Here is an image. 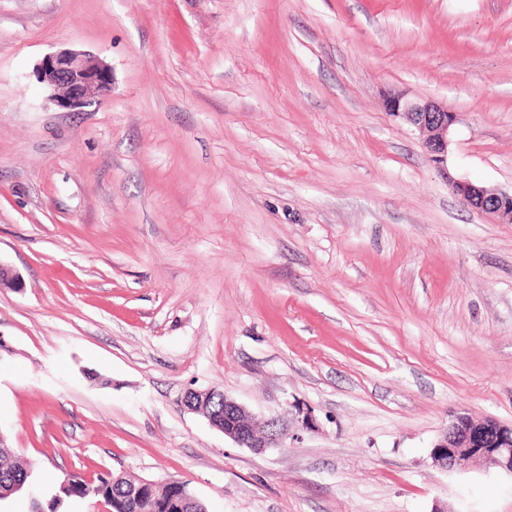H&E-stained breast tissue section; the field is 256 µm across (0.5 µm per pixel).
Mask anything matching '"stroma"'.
Listing matches in <instances>:
<instances>
[{"label":"stroma","mask_w":512,"mask_h":512,"mask_svg":"<svg viewBox=\"0 0 512 512\" xmlns=\"http://www.w3.org/2000/svg\"><path fill=\"white\" fill-rule=\"evenodd\" d=\"M112 68L96 111L35 75ZM456 112L448 159L384 108ZM512 0H0V512L123 471L207 512H512L445 471L453 412L512 424ZM287 429L237 447L188 390ZM37 77L50 90V99L70 112H87L112 91V68L71 50L44 56L37 67ZM448 186L467 207L497 224H512L510 191L488 188L465 179L449 177ZM33 467L22 462L11 448L2 443L0 448V501L19 492L33 477Z\"/></svg>","instance_id":"35a3bbf8"}]
</instances>
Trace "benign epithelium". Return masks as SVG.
Here are the masks:
<instances>
[{
  "mask_svg": "<svg viewBox=\"0 0 512 512\" xmlns=\"http://www.w3.org/2000/svg\"><path fill=\"white\" fill-rule=\"evenodd\" d=\"M38 80L50 90V99L69 112H86L112 91V68L105 62L71 50L52 52L37 67ZM385 109L402 116L422 136L437 164L447 161L456 113L432 100H411L393 93ZM448 186L467 207L497 224H512V190L488 188L465 179L448 178ZM189 411L203 414L209 424L240 448L262 453L275 448L284 431L270 422L264 426L243 405L215 390H190L182 398ZM435 466L464 469L472 465L496 467L512 474V424L494 418L478 419L465 410L452 415L433 446Z\"/></svg>",
  "mask_w": 512,
  "mask_h": 512,
  "instance_id": "benign-epithelium-1",
  "label": "benign epithelium"
}]
</instances>
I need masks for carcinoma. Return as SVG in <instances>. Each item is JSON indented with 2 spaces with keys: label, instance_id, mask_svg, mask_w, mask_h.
Returning a JSON list of instances; mask_svg holds the SVG:
<instances>
[{
  "label": "carcinoma",
  "instance_id": "obj_1",
  "mask_svg": "<svg viewBox=\"0 0 512 512\" xmlns=\"http://www.w3.org/2000/svg\"><path fill=\"white\" fill-rule=\"evenodd\" d=\"M33 477L29 462L17 458L7 445L0 446V500H7L19 492ZM131 479L119 474H101L91 482L80 472L70 475L68 497L106 499L112 512H202L201 505L185 502L182 488L176 486H147L139 497L125 496L124 487Z\"/></svg>",
  "mask_w": 512,
  "mask_h": 512
}]
</instances>
